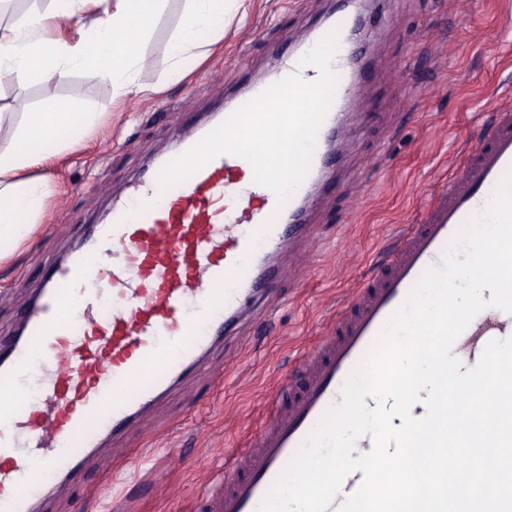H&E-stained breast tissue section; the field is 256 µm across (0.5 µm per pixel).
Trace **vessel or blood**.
Listing matches in <instances>:
<instances>
[{
	"mask_svg": "<svg viewBox=\"0 0 512 512\" xmlns=\"http://www.w3.org/2000/svg\"><path fill=\"white\" fill-rule=\"evenodd\" d=\"M355 19L332 12L312 42L336 33L338 78L304 180L278 205L248 180L246 159L224 153L185 181L161 188L156 161L108 223L88 227L78 249L48 268L37 297L20 314L22 330L0 336V512H34L21 482L52 474L74 480L81 453L122 435L139 416L246 320L249 303L282 283L279 256L308 235L300 209L341 134L355 92L349 37ZM267 84L226 96L228 119ZM512 172V103L497 104L448 181L429 193L412 224L355 284L294 368L293 383L267 402L268 420L236 449L215 492L195 512H259L281 473L324 413L341 400L359 362L376 346L411 290L440 265L453 238ZM259 241L251 236L257 229ZM77 301L74 315L63 302ZM512 337V313L487 308L453 345L464 368L487 343Z\"/></svg>",
	"mask_w": 512,
	"mask_h": 512,
	"instance_id": "b4317fda",
	"label": "vessel or blood"
}]
</instances>
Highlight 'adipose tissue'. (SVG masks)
<instances>
[{
  "label": "adipose tissue",
  "instance_id": "obj_1",
  "mask_svg": "<svg viewBox=\"0 0 512 512\" xmlns=\"http://www.w3.org/2000/svg\"><path fill=\"white\" fill-rule=\"evenodd\" d=\"M164 0H112L110 7L88 20L89 40L79 49L49 38L41 17L18 25L0 24V88L23 90L36 77L64 78L77 69L112 82L129 105L147 92L132 70L150 67L139 46L163 8ZM243 0H187L173 58L182 61L194 48L211 45L229 8ZM93 112H31L21 130L0 140V243L19 245L35 231L44 215L45 185L22 178L24 170L44 165L52 155L75 148L73 131L98 128Z\"/></svg>",
  "mask_w": 512,
  "mask_h": 512
}]
</instances>
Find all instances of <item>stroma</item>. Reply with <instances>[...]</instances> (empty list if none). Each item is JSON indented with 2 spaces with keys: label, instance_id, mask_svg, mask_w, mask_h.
Listing matches in <instances>:
<instances>
[{
  "label": "stroma",
  "instance_id": "obj_1",
  "mask_svg": "<svg viewBox=\"0 0 512 512\" xmlns=\"http://www.w3.org/2000/svg\"><path fill=\"white\" fill-rule=\"evenodd\" d=\"M336 0H248L226 15L205 58L186 54L174 75L172 44L185 0H168L144 43L153 87L138 111H126L111 82L76 71L24 93L0 89V110L24 114L78 103L110 131L107 148L84 133L76 151L34 169L46 182L47 218L28 242L0 260V336L12 333L43 270L38 256L59 257L72 228L103 222L152 159L173 147L186 120H206L228 91L273 71L282 34L303 38ZM369 77L349 106L338 191L307 212L317 225L316 265L283 291L245 337L216 348L221 377L190 376L107 448L115 456L110 493L57 491L43 512H192L198 496L224 475L232 451L266 421L264 399L286 383L327 318L370 263L411 223L426 195L447 181L462 143L476 134L496 96L512 94V0H368Z\"/></svg>",
  "mask_w": 512,
  "mask_h": 512
}]
</instances>
